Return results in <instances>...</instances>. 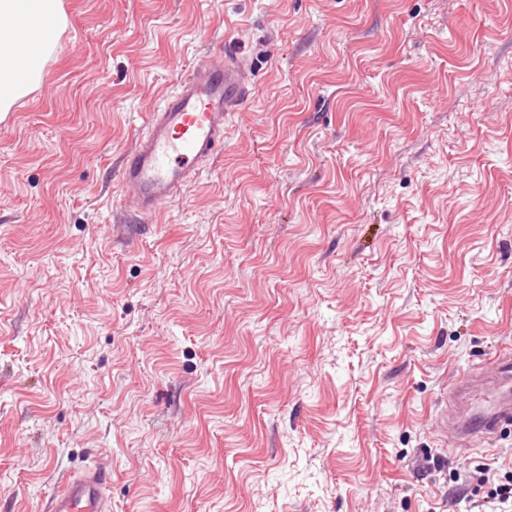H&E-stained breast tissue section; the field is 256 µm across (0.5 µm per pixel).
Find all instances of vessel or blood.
<instances>
[{"mask_svg":"<svg viewBox=\"0 0 512 512\" xmlns=\"http://www.w3.org/2000/svg\"><path fill=\"white\" fill-rule=\"evenodd\" d=\"M250 60L227 48L222 60L197 62L190 76L152 112L123 159L121 180L143 213L181 199L187 188L224 148V119L241 111L253 94ZM512 420V402L475 410L464 418H444L463 440L493 436ZM110 468L94 466L70 476L51 500L50 512H112Z\"/></svg>","mask_w":512,"mask_h":512,"instance_id":"vessel-or-blood-1","label":"vessel or blood"}]
</instances>
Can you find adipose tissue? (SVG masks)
Returning a JSON list of instances; mask_svg holds the SVG:
<instances>
[{"label": "adipose tissue", "instance_id": "1", "mask_svg": "<svg viewBox=\"0 0 512 512\" xmlns=\"http://www.w3.org/2000/svg\"><path fill=\"white\" fill-rule=\"evenodd\" d=\"M66 17L62 0H0V112L41 86Z\"/></svg>", "mask_w": 512, "mask_h": 512}]
</instances>
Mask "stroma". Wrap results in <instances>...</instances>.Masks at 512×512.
<instances>
[{
    "instance_id": "stroma-1",
    "label": "stroma",
    "mask_w": 512,
    "mask_h": 512,
    "mask_svg": "<svg viewBox=\"0 0 512 512\" xmlns=\"http://www.w3.org/2000/svg\"><path fill=\"white\" fill-rule=\"evenodd\" d=\"M0 128V512H469L438 417L512 351V0H63ZM255 93L180 201L119 170L225 45ZM112 469L96 465L70 476L51 500L50 512H111Z\"/></svg>"
}]
</instances>
